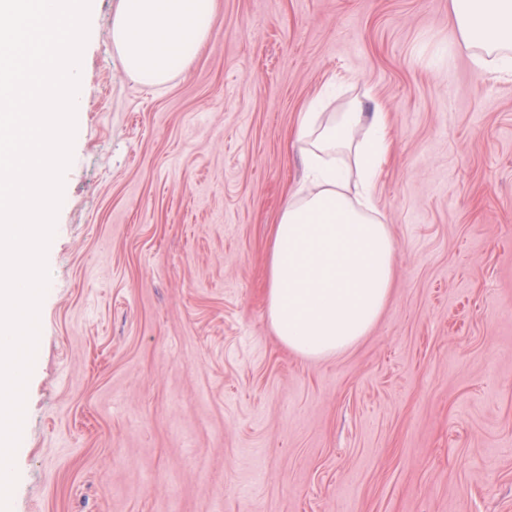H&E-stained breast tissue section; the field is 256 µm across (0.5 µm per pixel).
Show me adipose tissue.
I'll list each match as a JSON object with an SVG mask.
<instances>
[{"label":"adipose tissue","mask_w":512,"mask_h":512,"mask_svg":"<svg viewBox=\"0 0 512 512\" xmlns=\"http://www.w3.org/2000/svg\"><path fill=\"white\" fill-rule=\"evenodd\" d=\"M112 46L122 70L161 87L211 33L214 0H114ZM477 65L512 71V0H452ZM296 139L306 166L269 247L267 309L276 336L320 359L358 343L378 321L394 281L395 244L374 203L392 141L385 113L362 107L303 112Z\"/></svg>","instance_id":"obj_1"}]
</instances>
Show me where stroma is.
<instances>
[{"label":"stroma","instance_id":"35a3bbf8","mask_svg":"<svg viewBox=\"0 0 512 512\" xmlns=\"http://www.w3.org/2000/svg\"><path fill=\"white\" fill-rule=\"evenodd\" d=\"M95 0L10 512H512V76L450 0H215L164 88ZM387 112L367 336L274 334L269 242L325 85Z\"/></svg>","mask_w":512,"mask_h":512}]
</instances>
